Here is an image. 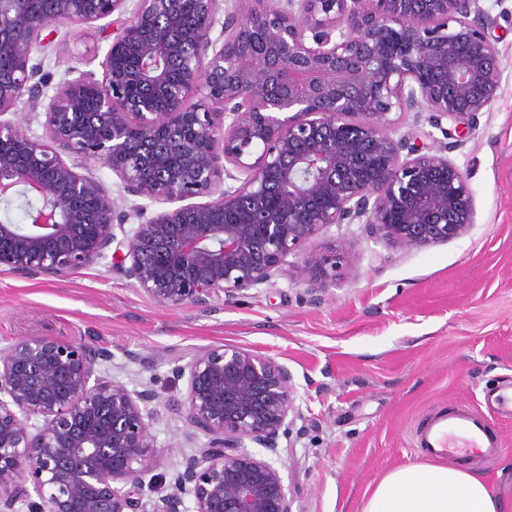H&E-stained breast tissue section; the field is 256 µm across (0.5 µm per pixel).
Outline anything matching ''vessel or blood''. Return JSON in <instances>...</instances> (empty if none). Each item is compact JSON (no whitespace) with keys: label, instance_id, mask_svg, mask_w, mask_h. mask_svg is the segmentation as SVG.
<instances>
[{"label":"vessel or blood","instance_id":"vessel-or-blood-1","mask_svg":"<svg viewBox=\"0 0 512 512\" xmlns=\"http://www.w3.org/2000/svg\"><path fill=\"white\" fill-rule=\"evenodd\" d=\"M418 440L429 456L451 462L467 448L483 449L488 457L502 450L501 440L490 432L482 415L460 404L434 416L422 428Z\"/></svg>","mask_w":512,"mask_h":512}]
</instances>
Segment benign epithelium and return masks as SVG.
<instances>
[{"mask_svg": "<svg viewBox=\"0 0 512 512\" xmlns=\"http://www.w3.org/2000/svg\"><path fill=\"white\" fill-rule=\"evenodd\" d=\"M127 2L51 0L47 15L42 0H0V57L13 66L0 80V198L41 200L30 223L0 221V269L60 276L114 245L126 253L112 270L159 305L208 307L278 277L335 287L336 242L287 261L332 226L424 248L475 224L467 175L447 148L396 136V115L425 110L468 130L491 109L503 64L480 0H136L101 77L57 87L43 136L5 118L25 94L39 102L30 56L49 24H89ZM197 94L206 107L186 110ZM65 154L110 168L144 200L133 212L172 208L114 224L112 195ZM110 361L43 336L0 350V512L19 501L27 512H139L145 496L152 512H181L186 495L193 512H290L279 470L246 451L275 454L289 436L286 366L225 346L184 366L185 398L165 406L208 442L160 473V396L127 389L100 369Z\"/></svg>", "mask_w": 512, "mask_h": 512, "instance_id": "benign-epithelium-1", "label": "benign epithelium"}]
</instances>
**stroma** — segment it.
Segmentation results:
<instances>
[{"instance_id": "stroma-1", "label": "stroma", "mask_w": 512, "mask_h": 512, "mask_svg": "<svg viewBox=\"0 0 512 512\" xmlns=\"http://www.w3.org/2000/svg\"><path fill=\"white\" fill-rule=\"evenodd\" d=\"M488 36L503 62L497 98L458 136L451 122L432 127L427 112H407L401 133L430 135L467 175L476 219L461 238L425 248L391 249L363 225L331 228L348 264L335 288L314 292L276 279L236 302L204 310L155 303L102 261L57 277L0 270V347L48 336L107 348L113 378L129 390L184 397L179 369L210 348L260 352L292 375L298 414L277 455L291 512H360L366 490L386 472L427 462L416 436L434 415L464 403L503 440L494 458L464 453L457 464L481 471L512 499V417L488 409L483 392L512 376V0H483ZM31 62L43 81L41 105L20 102L29 135L44 133L45 105L64 80L101 74L112 27L100 20L52 23ZM117 203L118 221L136 223L135 197L101 162L77 159ZM166 466L198 452L175 412L152 424Z\"/></svg>"}]
</instances>
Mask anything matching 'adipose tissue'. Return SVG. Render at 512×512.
<instances>
[{
    "label": "adipose tissue",
    "instance_id": "adipose-tissue-1",
    "mask_svg": "<svg viewBox=\"0 0 512 512\" xmlns=\"http://www.w3.org/2000/svg\"><path fill=\"white\" fill-rule=\"evenodd\" d=\"M361 512H512V501L479 471L414 463L383 475Z\"/></svg>",
    "mask_w": 512,
    "mask_h": 512
}]
</instances>
